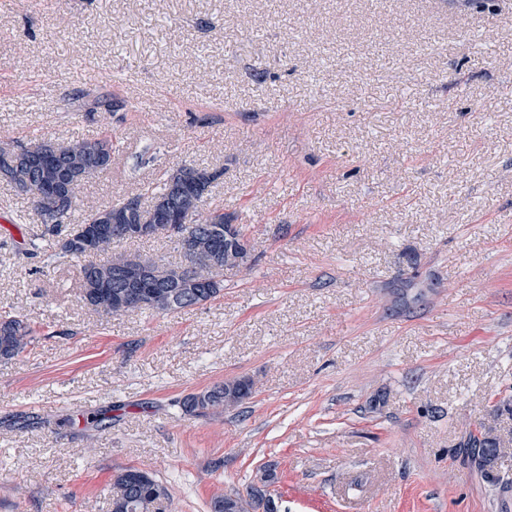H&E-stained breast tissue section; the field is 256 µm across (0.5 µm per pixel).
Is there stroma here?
Returning <instances> with one entry per match:
<instances>
[{"label": "stroma", "mask_w": 512, "mask_h": 512, "mask_svg": "<svg viewBox=\"0 0 512 512\" xmlns=\"http://www.w3.org/2000/svg\"><path fill=\"white\" fill-rule=\"evenodd\" d=\"M106 132L85 206L221 170L202 208L252 268L102 316L0 181V319L34 329L0 361V512H112L125 469L161 512L267 469L280 512H512V0H0V140ZM232 377L250 400L183 414Z\"/></svg>", "instance_id": "35a3bbf8"}]
</instances>
